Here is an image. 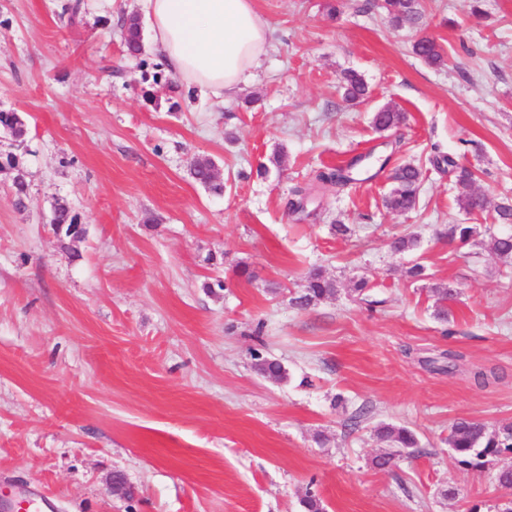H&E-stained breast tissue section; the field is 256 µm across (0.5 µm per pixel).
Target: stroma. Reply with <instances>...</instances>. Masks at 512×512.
<instances>
[{"label": "stroma", "mask_w": 512, "mask_h": 512, "mask_svg": "<svg viewBox=\"0 0 512 512\" xmlns=\"http://www.w3.org/2000/svg\"><path fill=\"white\" fill-rule=\"evenodd\" d=\"M64 2L0 0V110L28 122L0 156L29 184L21 212L0 182V490L45 493L54 512H306L310 493L324 512H497L512 454L472 470L448 434L512 421V262L490 249L508 227L459 209L446 160L475 169L490 203L512 197V0H420L404 29L367 0H256L272 47L220 106L158 68L153 43L124 54L135 0H83L74 23ZM423 35L444 65L413 53ZM346 70L368 99L344 100ZM384 106L405 120L379 133ZM201 155L223 197L190 177ZM353 160L354 182L290 210ZM404 163L424 181L399 214L384 200ZM58 203L83 238L54 233ZM448 224L481 234L451 244ZM407 234L419 248L391 252ZM318 266L338 290L298 309ZM448 283L443 321L432 288ZM256 348L285 380L256 372ZM383 423L419 445L379 469ZM117 472L133 498L113 495Z\"/></svg>", "instance_id": "obj_1"}]
</instances>
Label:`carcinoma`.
<instances>
[{"instance_id": "carcinoma-1", "label": "carcinoma", "mask_w": 512, "mask_h": 512, "mask_svg": "<svg viewBox=\"0 0 512 512\" xmlns=\"http://www.w3.org/2000/svg\"><path fill=\"white\" fill-rule=\"evenodd\" d=\"M383 8L388 12L393 24L397 27H414L421 19L418 0H384ZM123 46L127 55L141 56L140 40L142 39L140 23L136 18H130L121 25ZM413 53L425 64L437 66L444 62L436 40L427 35L420 37L412 45ZM341 87L346 100L355 102L366 98L369 89L361 75L353 70L343 73ZM403 114L390 108L383 107L373 115V124L379 131H387L401 124ZM212 160L207 157H198L192 161L189 173L192 179L203 186L214 196L224 195V183L215 179L210 172ZM448 165L455 169L457 203L459 208L467 213L484 211L483 203L472 189L475 182L474 171L448 158ZM392 179L394 186L385 200L387 208L405 213L416 207L419 199L422 171L412 165H404L395 170ZM319 182H331L345 186L351 182V177L345 167H338L329 172L317 175ZM478 235L475 224H450L447 236L450 241L465 244ZM419 246V239L415 236H398L391 240L390 249L395 253L414 251ZM491 249L500 258L512 261V232L492 237ZM336 280L325 275L320 267L311 269L306 278L304 288L292 299L294 305L306 309L317 301L336 294ZM436 299L435 314L441 320L448 319V300L457 295V291L450 287L434 288ZM254 368L262 376L274 380L286 378V370L280 361L264 355L261 351L253 352ZM379 437L386 441L391 448H416L418 439L416 434L405 426L382 425L377 429ZM448 445L462 465L475 469L481 468L488 457H497L503 453L512 454V422H504L494 429H490L481 421L472 419H459L451 426Z\"/></svg>"}]
</instances>
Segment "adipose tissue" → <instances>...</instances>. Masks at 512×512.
<instances>
[{
    "mask_svg": "<svg viewBox=\"0 0 512 512\" xmlns=\"http://www.w3.org/2000/svg\"><path fill=\"white\" fill-rule=\"evenodd\" d=\"M161 64L215 101L254 78L271 45L255 0H138Z\"/></svg>",
    "mask_w": 512,
    "mask_h": 512,
    "instance_id": "adipose-tissue-1",
    "label": "adipose tissue"
}]
</instances>
